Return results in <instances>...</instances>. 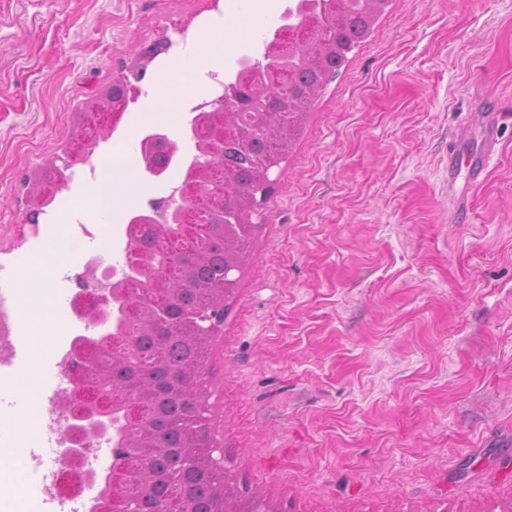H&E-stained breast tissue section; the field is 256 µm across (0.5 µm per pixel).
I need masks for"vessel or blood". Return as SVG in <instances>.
<instances>
[{
	"label": "vessel or blood",
	"instance_id": "b4317fda",
	"mask_svg": "<svg viewBox=\"0 0 512 512\" xmlns=\"http://www.w3.org/2000/svg\"><path fill=\"white\" fill-rule=\"evenodd\" d=\"M484 150L476 161L464 164L459 162L456 153L448 155V186L454 191V216L464 220L471 207L472 189L484 182L489 156L497 144V127L494 114H486L483 129Z\"/></svg>",
	"mask_w": 512,
	"mask_h": 512
}]
</instances>
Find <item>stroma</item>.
I'll return each mask as SVG.
<instances>
[{
  "mask_svg": "<svg viewBox=\"0 0 512 512\" xmlns=\"http://www.w3.org/2000/svg\"><path fill=\"white\" fill-rule=\"evenodd\" d=\"M295 0L206 72L178 121L162 176L137 169L140 192L112 225L124 267L132 214L181 187L195 143L194 107L263 59ZM227 0H0V243L30 209L21 180L63 156L77 107L121 65L167 45L150 90L188 37ZM499 108L498 145L464 221L449 210L448 150L483 147L480 120ZM14 252L17 273L44 256L55 218L99 170L72 167ZM272 190L253 216L240 272L203 384L211 432L243 501L261 512H502L512 505V0H391L371 35L315 97ZM58 268L48 333H30L21 407L37 419L60 376L50 355L84 326Z\"/></svg>",
  "mask_w": 512,
  "mask_h": 512,
  "instance_id": "35a3bbf8",
  "label": "stroma"
}]
</instances>
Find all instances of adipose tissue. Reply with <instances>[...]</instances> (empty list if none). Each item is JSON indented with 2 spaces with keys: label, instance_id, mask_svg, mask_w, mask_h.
Wrapping results in <instances>:
<instances>
[{
  "label": "adipose tissue",
  "instance_id": "obj_1",
  "mask_svg": "<svg viewBox=\"0 0 512 512\" xmlns=\"http://www.w3.org/2000/svg\"><path fill=\"white\" fill-rule=\"evenodd\" d=\"M224 20L216 18L210 29L190 42L191 51L179 62L182 80L157 79L146 101L145 108L138 114L137 123L153 120L174 121L176 104L181 98L186 84L200 85L203 73L216 69L222 62L210 49L212 42L223 39ZM137 166L135 138L124 140L119 152L105 156L101 161L98 180L87 189L97 207L96 215L111 216L117 211L119 202L131 198L137 191L134 173ZM36 478L31 470L18 460L0 455V483L16 488L10 512H32L34 496L32 488Z\"/></svg>",
  "mask_w": 512,
  "mask_h": 512
}]
</instances>
